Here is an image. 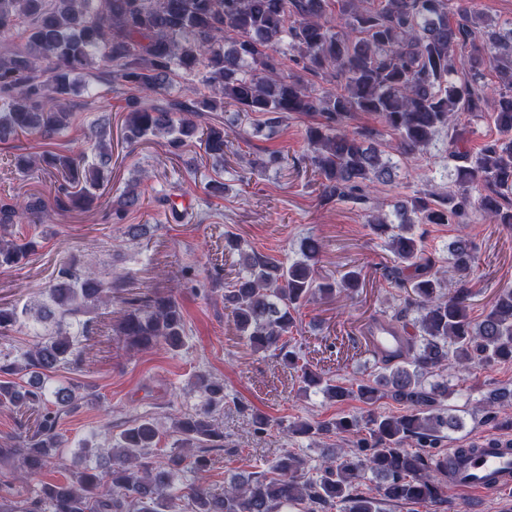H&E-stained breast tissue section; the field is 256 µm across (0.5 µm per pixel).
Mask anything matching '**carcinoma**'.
Returning a JSON list of instances; mask_svg holds the SVG:
<instances>
[{"label":"carcinoma","instance_id":"obj_1","mask_svg":"<svg viewBox=\"0 0 512 512\" xmlns=\"http://www.w3.org/2000/svg\"><path fill=\"white\" fill-rule=\"evenodd\" d=\"M455 21H450V17ZM22 33L24 44L11 37ZM108 83L130 93L123 127L130 144L163 137L172 152L200 140L213 158L224 159L229 134L210 113L233 108L239 116H267L272 124L293 112L316 113L305 139L311 168L320 176L321 197L366 205L367 226L386 239L393 266L387 275L405 290L390 316L374 317L392 329L399 345L375 349L367 379L333 383L299 364L290 333L310 301L353 298L363 287L359 270L338 278L319 273L323 246L308 238L301 258L243 251L225 234V248L240 251L242 270L224 287V307L239 336L254 352L272 353L301 372L304 388L329 400L355 399L364 409L330 420H297L292 435L336 436L351 448H329L316 475L307 456L286 450L267 470L239 474L224 488L208 484L210 451L224 447L218 415L224 381L200 377L203 409L174 423L177 447L168 468L154 466L151 449L162 438L158 423L143 417L124 429L109 448H85L94 464L62 481L43 482L44 470L61 447V415L89 402L74 385L48 391L45 377L76 356L73 335L88 337L80 315L112 302L123 277L104 280L90 262L59 265L48 301L0 307V339L35 321L53 325L47 337L16 353L0 351V407L33 423L0 443V458H17L16 480L40 482L38 496L10 512H383L385 504L446 503L448 467L434 448L462 427L449 413L448 385L476 369L512 361V288L499 291L483 318L471 316L472 281L480 276L473 244L457 238L447 270L428 252L416 224H464L479 210L490 224L512 228V27L489 23L467 0H0V141L25 132L53 137L72 125L71 96L89 90L84 80L96 60ZM293 63L311 76L288 74ZM492 70L496 83L485 82ZM201 74L205 93L190 98L169 92L176 71ZM149 93L164 97L151 100ZM355 112L376 116L393 136L387 142L368 127L347 129ZM490 113L500 137L472 154L458 129L460 114ZM448 132L453 162L448 188L435 186L392 204L368 205L370 188L393 181V155L426 152L435 135ZM93 159L47 153L17 156L27 172L39 166L62 175L53 205L30 196L0 206V267L35 252L34 239L16 241L9 230L25 218L84 209L97 199L112 164L111 122L95 124ZM116 326L128 351L183 345L184 319L171 293L124 297ZM390 397L404 410H378ZM503 430H512V388L482 399Z\"/></svg>","mask_w":512,"mask_h":512}]
</instances>
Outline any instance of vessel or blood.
I'll return each mask as SVG.
<instances>
[{"label": "vessel or blood", "mask_w": 512, "mask_h": 512, "mask_svg": "<svg viewBox=\"0 0 512 512\" xmlns=\"http://www.w3.org/2000/svg\"><path fill=\"white\" fill-rule=\"evenodd\" d=\"M480 451L458 460L448 477L451 489L473 494L512 488V438L488 435Z\"/></svg>", "instance_id": "vessel-or-blood-1"}]
</instances>
